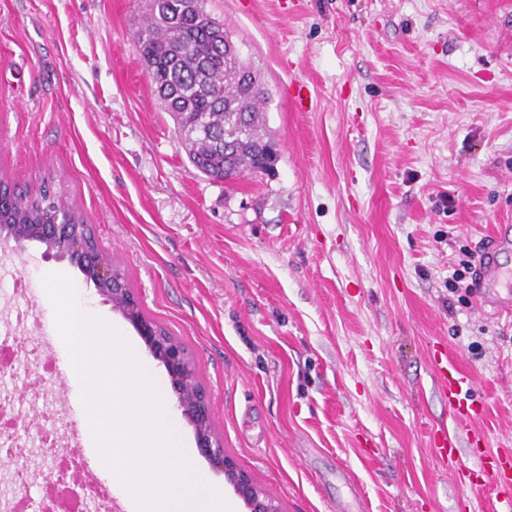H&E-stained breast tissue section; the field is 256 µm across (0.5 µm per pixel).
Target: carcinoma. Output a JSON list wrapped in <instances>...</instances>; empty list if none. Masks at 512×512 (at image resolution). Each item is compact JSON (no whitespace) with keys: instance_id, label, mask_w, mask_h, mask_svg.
<instances>
[{"instance_id":"carcinoma-1","label":"carcinoma","mask_w":512,"mask_h":512,"mask_svg":"<svg viewBox=\"0 0 512 512\" xmlns=\"http://www.w3.org/2000/svg\"><path fill=\"white\" fill-rule=\"evenodd\" d=\"M206 15L205 0H152L146 22L136 31L141 56L152 60L157 82L166 85L160 96L179 127H193L202 118L215 128L213 138L181 139L190 162L204 175L232 182L243 172H264L276 162L274 138L268 133L265 105L269 91L253 63L215 43L198 16ZM190 47L185 54L167 52L162 38ZM0 225L26 226L41 222L46 210L65 208L75 224H85L83 211L63 200L47 181L34 190L3 180Z\"/></svg>"}]
</instances>
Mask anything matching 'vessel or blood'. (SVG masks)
<instances>
[{"label": "vessel or blood", "mask_w": 512, "mask_h": 512, "mask_svg": "<svg viewBox=\"0 0 512 512\" xmlns=\"http://www.w3.org/2000/svg\"><path fill=\"white\" fill-rule=\"evenodd\" d=\"M506 244V238L492 234L473 267L472 286L479 305L483 311L496 315H512V267L504 266L498 260ZM432 366L437 374L439 394L447 402L453 418L477 416L479 410L470 399L473 387L471 376L453 363L447 352L439 349L433 352ZM464 443L474 449L478 467L462 464L460 446ZM483 444V437L476 432L463 441L445 431L434 435V446L441 460L454 466L460 484L477 487L482 482L494 481L504 491L500 512H512V450L489 453L484 451Z\"/></svg>", "instance_id": "vessel-or-blood-1"}]
</instances>
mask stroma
<instances>
[{
  "instance_id": "stroma-1",
  "label": "stroma",
  "mask_w": 512,
  "mask_h": 512,
  "mask_svg": "<svg viewBox=\"0 0 512 512\" xmlns=\"http://www.w3.org/2000/svg\"><path fill=\"white\" fill-rule=\"evenodd\" d=\"M148 0H0V174L53 178L146 318L188 350L225 453L282 512H333L344 466L368 512H493L432 435L512 448V319L451 292L464 254L512 224V0H206L270 91L273 172L227 184L189 161L134 34ZM306 85L309 111L288 92ZM137 339L83 273L33 242L0 251V311L22 278L39 317L24 343L64 364L41 285ZM444 344L483 406L455 421L435 388ZM15 405L75 380L20 377Z\"/></svg>"
}]
</instances>
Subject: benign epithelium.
<instances>
[{
	"label": "benign epithelium",
	"instance_id": "7a95c632",
	"mask_svg": "<svg viewBox=\"0 0 512 512\" xmlns=\"http://www.w3.org/2000/svg\"><path fill=\"white\" fill-rule=\"evenodd\" d=\"M31 242L44 245L46 256L67 259L80 268L86 283L93 285L97 293L112 304V309L134 327L150 354L166 368L182 417L194 430L196 448L215 470L224 473L225 483L243 502L245 512H281L275 499L258 488L224 453L223 445L211 429L208 394L198 382L194 362L185 347L174 337L164 335L143 316L140 302L127 287L121 272L100 256L86 233L79 232V227L72 224L69 212L60 208L49 212L42 223L30 225L22 236L14 226L0 225L1 244L22 250ZM84 469V459L73 450L58 467L56 483H75ZM32 508L35 512H68L67 491L48 492Z\"/></svg>",
	"mask_w": 512,
	"mask_h": 512
}]
</instances>
